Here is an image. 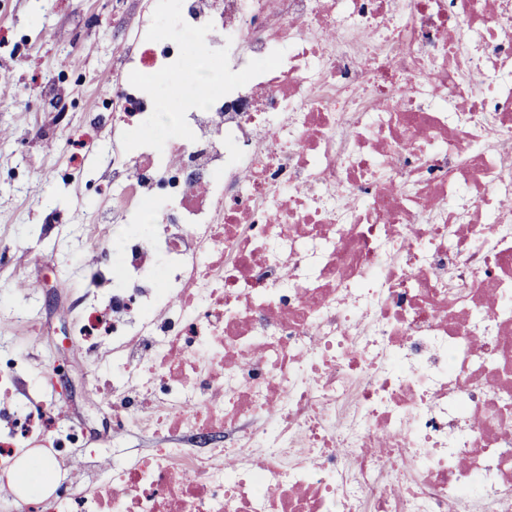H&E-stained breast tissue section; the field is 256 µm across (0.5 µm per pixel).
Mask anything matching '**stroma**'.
I'll return each mask as SVG.
<instances>
[{
	"label": "stroma",
	"instance_id": "35a3bbf8",
	"mask_svg": "<svg viewBox=\"0 0 512 512\" xmlns=\"http://www.w3.org/2000/svg\"><path fill=\"white\" fill-rule=\"evenodd\" d=\"M152 0H0V30L24 44L0 47V242L10 245L0 267V357L21 355L18 390L0 393V409L34 397L55 408V431L79 427L89 442L68 449L62 477L83 482L84 468L131 460L176 438L108 434L111 408L92 384L112 379L110 341L85 346L75 331L94 292L85 274L98 250L82 238L84 224L111 223V191L93 188L112 164V126L99 122L98 99L109 88L124 34L113 15L134 25ZM93 129L80 170L63 154L76 129Z\"/></svg>",
	"mask_w": 512,
	"mask_h": 512
}]
</instances>
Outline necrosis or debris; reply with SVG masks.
I'll list each match as a JSON object with an SVG mask.
<instances>
[{
    "label": "necrosis or debris",
    "mask_w": 512,
    "mask_h": 512,
    "mask_svg": "<svg viewBox=\"0 0 512 512\" xmlns=\"http://www.w3.org/2000/svg\"><path fill=\"white\" fill-rule=\"evenodd\" d=\"M174 26L224 89L153 137ZM101 111L112 431L50 512H512V0H155ZM51 415L16 406L0 476Z\"/></svg>",
    "instance_id": "1"
}]
</instances>
